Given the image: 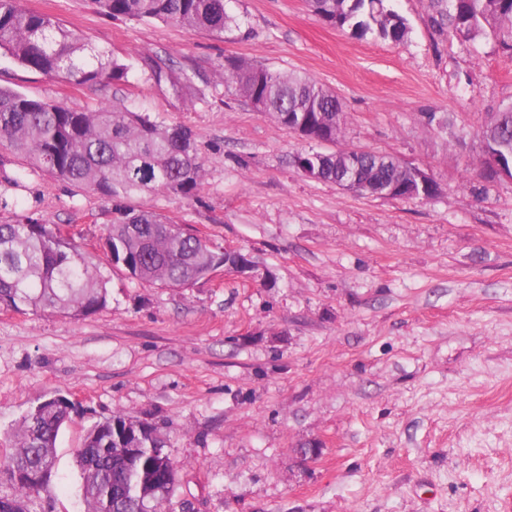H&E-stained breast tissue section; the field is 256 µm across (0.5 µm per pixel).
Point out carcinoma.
<instances>
[{
  "label": "carcinoma",
  "mask_w": 512,
  "mask_h": 512,
  "mask_svg": "<svg viewBox=\"0 0 512 512\" xmlns=\"http://www.w3.org/2000/svg\"><path fill=\"white\" fill-rule=\"evenodd\" d=\"M391 0H308L324 22L358 37L375 35L392 43L409 27ZM110 18L161 20L189 32L222 35L233 22L225 0H91ZM430 26L464 41L490 36L512 56V0H432ZM0 54L49 77L77 84L128 80L129 67L89 44L48 14L33 13L21 0H0ZM172 94L192 104L195 91L186 76L169 78ZM224 88L257 112H267L286 129L336 138L343 109L331 91L309 76L288 75L261 64L224 59ZM480 139L498 155L501 170L512 171V104L498 109L481 127ZM0 145L31 168L104 197L167 194L192 199L204 180V163L193 131L155 122L123 107L86 110L30 98L0 87ZM297 168L316 179L352 178L363 194L403 187L401 161L370 152L350 163L334 155L301 150ZM104 250L127 278L166 288H192L224 266V249L155 211L127 208L107 228ZM107 280L89 264L80 246L38 220L0 224V305L71 318L89 316L107 302ZM67 397L53 394L31 407L13 432L14 450L0 460L11 492L0 495V512H29V503L51 494L59 431L70 413ZM137 448L134 454L129 448ZM167 437L154 424L118 412L94 424L75 462L81 472L85 512H164L178 476Z\"/></svg>",
  "instance_id": "1"
}]
</instances>
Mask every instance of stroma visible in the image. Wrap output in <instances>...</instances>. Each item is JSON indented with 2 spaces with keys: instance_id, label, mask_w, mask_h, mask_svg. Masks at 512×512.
I'll return each instance as SVG.
<instances>
[{
  "instance_id": "obj_1",
  "label": "stroma",
  "mask_w": 512,
  "mask_h": 512,
  "mask_svg": "<svg viewBox=\"0 0 512 512\" xmlns=\"http://www.w3.org/2000/svg\"><path fill=\"white\" fill-rule=\"evenodd\" d=\"M22 4L127 64L128 80L78 85L0 55V86L191 128L196 198L133 205L241 248L256 271L192 288L114 274L98 243L120 201L0 146V224L56 226L110 278L84 318L0 306V458L47 395L79 406L31 512H83L74 450L117 412L169 437L167 512H512V179L483 177L478 137L512 102V58L489 37L436 35L430 0H394L410 27L399 44L341 32L306 0H227L236 25L221 36L106 18L87 0ZM228 57L329 87L344 109L336 148L399 157L437 193L370 197L306 177L291 162L305 141L226 94ZM155 63L190 77L193 105ZM312 446L320 456L300 464Z\"/></svg>"
}]
</instances>
